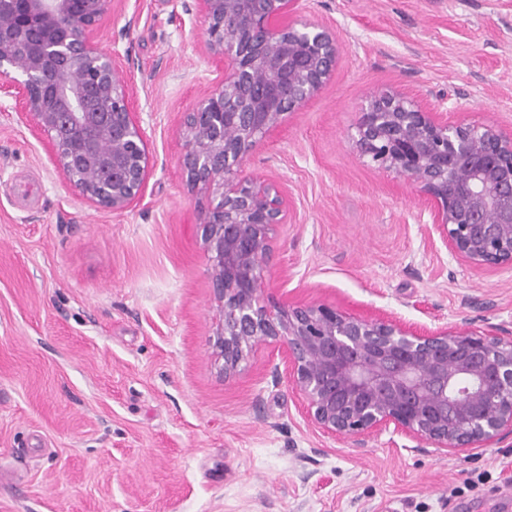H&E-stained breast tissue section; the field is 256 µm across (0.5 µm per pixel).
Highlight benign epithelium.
<instances>
[{"label":"benign epithelium","mask_w":512,"mask_h":512,"mask_svg":"<svg viewBox=\"0 0 512 512\" xmlns=\"http://www.w3.org/2000/svg\"><path fill=\"white\" fill-rule=\"evenodd\" d=\"M114 2L0 0V95L21 104L83 197L122 212L140 197L149 158L119 57L91 38ZM196 2L202 44L222 76L186 115L182 169L209 199L201 237L219 311L210 339L219 375L229 381L259 347L280 345L314 425L358 448L383 431L453 450L512 436L511 335L420 331L264 294L286 201L275 183L243 178L240 167L335 71L336 34L291 22L300 0ZM357 145L431 200L433 231L451 255L478 267L512 264V137L386 94L363 113Z\"/></svg>","instance_id":"7a95c632"}]
</instances>
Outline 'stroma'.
Returning a JSON list of instances; mask_svg holds the SVG:
<instances>
[{
  "instance_id": "obj_1",
  "label": "stroma",
  "mask_w": 512,
  "mask_h": 512,
  "mask_svg": "<svg viewBox=\"0 0 512 512\" xmlns=\"http://www.w3.org/2000/svg\"><path fill=\"white\" fill-rule=\"evenodd\" d=\"M332 23L321 90L242 166L279 185L262 289L436 331L512 332V265L476 267L410 180L357 147L372 96L512 135V0H302ZM193 0H116L94 32L145 130L141 199L100 208L0 99V512H512V438L443 450L323 434L277 346L222 381L179 127L215 76Z\"/></svg>"
}]
</instances>
